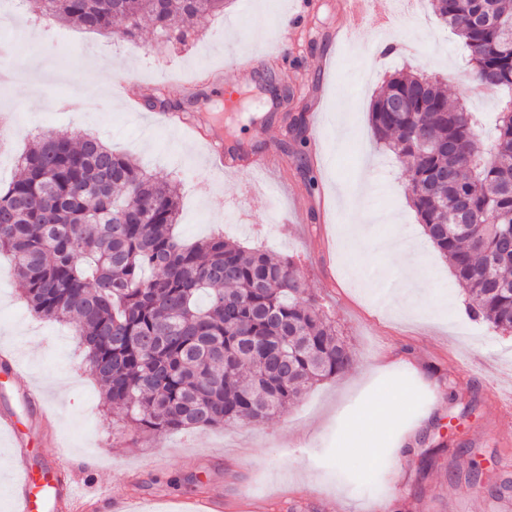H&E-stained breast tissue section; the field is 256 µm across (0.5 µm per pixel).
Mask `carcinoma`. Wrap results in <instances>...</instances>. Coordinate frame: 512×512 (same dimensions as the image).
Instances as JSON below:
<instances>
[{"label":"carcinoma","mask_w":512,"mask_h":512,"mask_svg":"<svg viewBox=\"0 0 512 512\" xmlns=\"http://www.w3.org/2000/svg\"><path fill=\"white\" fill-rule=\"evenodd\" d=\"M27 2L130 43L144 19L161 40L184 43L199 17L224 9V0ZM428 4L463 40L471 79L512 92V30L476 24L479 13L512 17V0ZM369 115L377 141L407 160L412 206L469 313L512 332V99L485 146L435 77L393 74ZM290 130L285 150L306 142L303 115ZM18 165L0 185V253L32 313L76 326L105 404L142 432L261 421L352 368L349 343L292 260L222 235L183 242L175 189L98 137L48 130Z\"/></svg>","instance_id":"carcinoma-1"}]
</instances>
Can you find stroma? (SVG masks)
<instances>
[{"instance_id": "1", "label": "stroma", "mask_w": 512, "mask_h": 512, "mask_svg": "<svg viewBox=\"0 0 512 512\" xmlns=\"http://www.w3.org/2000/svg\"><path fill=\"white\" fill-rule=\"evenodd\" d=\"M403 8L410 18L384 30L370 23L338 41L347 21L342 0H310L304 13L297 0H225L223 11L198 20L187 43H163L146 28L132 44L34 20L18 4L10 70L16 75L35 57L43 66L0 89V116L15 130L0 157V183L13 179L16 155L42 131L96 135L176 186L177 231L186 242L220 232L293 257L355 356L347 374L318 383L281 415L153 439L104 408L74 326L32 316L2 256L0 352L20 373L0 359V413L16 415L34 471L55 454L70 466L93 460L88 477L111 487L112 512H178L190 496L254 499L264 512H371L376 504L383 512H512V446L503 442L512 423L500 422L496 408L512 397V334L467 315L464 294L410 204L408 171L378 144L369 121L380 87L402 69L436 75L449 101L469 106L484 126L501 102L470 80L467 49L427 0H405ZM243 31L249 38L238 50L267 52L268 62L241 87L235 108L223 109L205 87L167 96L221 112L225 138L262 149L284 138L286 123L265 124L273 100L261 85L287 79L306 112L318 113L322 142L275 175L246 166L212 171L187 130L156 124L149 108L128 111L111 90L117 67L134 74L130 92L139 97L170 73L222 66L225 37ZM386 40L399 42V52L383 53ZM396 229L417 251L426 300L388 287L395 269L385 243ZM24 382L43 391L53 428L25 408ZM388 389L406 394L411 411L373 431L370 453L342 455L353 421ZM471 459L486 477L467 498V480L452 472Z\"/></svg>"}]
</instances>
